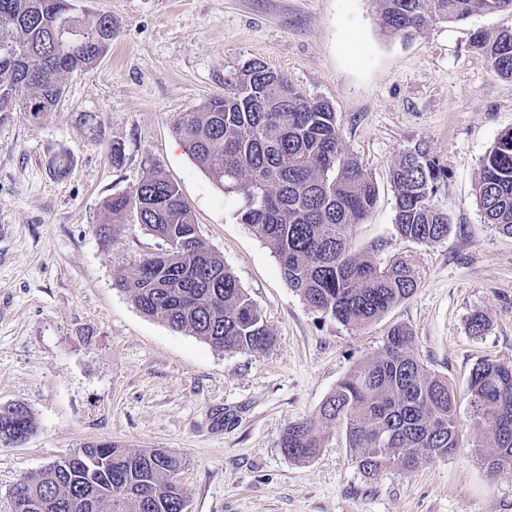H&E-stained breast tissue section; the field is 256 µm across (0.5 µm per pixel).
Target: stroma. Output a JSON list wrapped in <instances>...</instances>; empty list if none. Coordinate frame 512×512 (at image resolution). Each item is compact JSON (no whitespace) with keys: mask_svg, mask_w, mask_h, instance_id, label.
<instances>
[{"mask_svg":"<svg viewBox=\"0 0 512 512\" xmlns=\"http://www.w3.org/2000/svg\"><path fill=\"white\" fill-rule=\"evenodd\" d=\"M77 5L111 15V48L67 78L52 111L0 121V404H24L37 422L23 444L0 443V512H12L22 479L112 441L181 455L189 512H512V474L488 472L493 434L474 430L467 394L477 363L512 362V237L485 223L475 196L482 157L512 129V78L473 43L476 32L512 27V15L436 19L406 40L382 28L379 0ZM253 60L332 106L345 152L377 186L349 246L382 266L407 259L418 277L414 294L380 318L343 324L308 306L173 131L178 113L229 91ZM417 144L448 173L434 203L450 229L431 244L394 225L390 170ZM155 167L179 184L200 237L261 313L274 336L266 352L174 331L120 288L167 245L134 215L113 225L104 203ZM476 313L489 321L480 336L468 330ZM395 325L456 388L462 447L369 478L343 429L318 421V454L288 459V425L316 419Z\"/></svg>","mask_w":512,"mask_h":512,"instance_id":"35a3bbf8","label":"stroma"}]
</instances>
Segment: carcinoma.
<instances>
[{
  "label": "carcinoma",
  "instance_id": "1",
  "mask_svg": "<svg viewBox=\"0 0 512 512\" xmlns=\"http://www.w3.org/2000/svg\"><path fill=\"white\" fill-rule=\"evenodd\" d=\"M383 28L405 37L433 20L462 21L481 12L512 14V0H379ZM112 18L75 12L73 0H0V116L51 111L64 80L96 66L112 45ZM474 44L494 70L512 78V27ZM196 166L238 198V218L277 255L283 275L318 312L344 324L371 322L417 288L412 264L386 267L348 249L353 225L377 200L372 177L343 156L336 113L288 77L248 62L231 91L179 113L173 123ZM445 169L420 145L390 171L394 224L418 243L448 236V216L433 203ZM476 199L485 222L512 236V131L481 160ZM121 217L163 239L166 252L144 258L121 281L145 315L224 350L263 352L273 336L224 259L199 236L179 186L155 168L127 194L106 202ZM412 336L393 327L381 352L336 386L319 416L345 431L357 465L374 476L389 465L411 471L461 447L456 392L411 352ZM474 427H490L492 475L512 474V363L483 360L470 374ZM36 421L23 404L0 409V442L29 436ZM281 448L294 461L312 458L321 439L313 421L288 426ZM90 459L62 457L11 491L13 512H184L176 476L182 457L162 448L131 451L118 443L86 444Z\"/></svg>",
  "mask_w": 512,
  "mask_h": 512
}]
</instances>
